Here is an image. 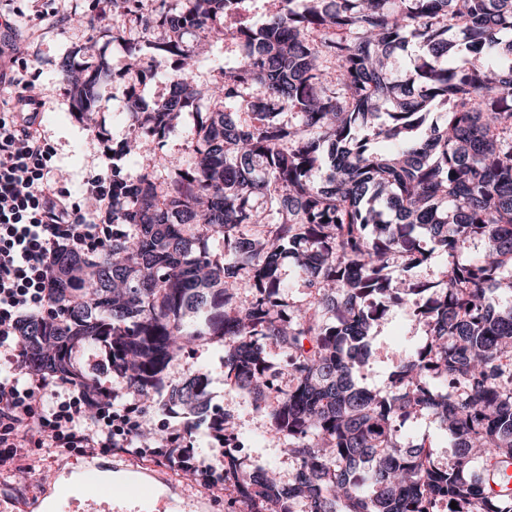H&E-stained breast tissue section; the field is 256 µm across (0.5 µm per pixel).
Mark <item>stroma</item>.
<instances>
[{
	"mask_svg": "<svg viewBox=\"0 0 512 512\" xmlns=\"http://www.w3.org/2000/svg\"><path fill=\"white\" fill-rule=\"evenodd\" d=\"M57 15L38 19L31 14L16 16L15 32L0 31V49L4 52H25L36 70L37 88L47 98L42 121V133L55 150L52 161L53 175L71 194L83 202L84 210H91L85 201L86 180L94 174L107 171L104 154L115 140L130 133L131 119L127 113V100L132 93H140L148 100L158 99L168 92L166 84L146 79L142 85L132 86L124 67L128 62L120 42L112 38L116 29H123L125 37L138 35L137 28L116 19L114 24L96 28L78 27L71 20L88 14V0H58ZM70 54L75 67L106 65L107 77L99 87L102 107L84 119H76L71 112L72 100L62 94L58 62L63 54ZM425 321L411 317L408 306H395L381 319L374 330L372 358L364 371V383L381 393L391 389L390 375L412 349L422 346L427 338ZM223 348L213 343L196 346L194 351L182 355L174 362L168 377L178 381L199 368L211 369V405L213 408L234 414L238 423L229 441L234 454L246 468L266 466L274 470L278 480L291 478L297 469L296 462L287 452V441L278 439L268 429L265 417L256 414L246 391L231 385L220 369ZM145 436L150 441L160 439L165 429H190L189 441L201 456L214 465H222L224 458L215 451L216 440L203 433L205 424L194 414L181 409L163 410L147 405ZM403 441L427 439L432 446L435 460L447 464L454 454L439 422L429 415L410 419L402 427ZM34 466L31 470L7 481H0V496L14 500L20 512H38L41 502L51 495L48 475L57 474L60 464L80 465L83 456L78 452H59L45 455L33 449ZM148 469L168 476L176 490L206 498L209 512H247L242 503L236 502L231 491L216 492L196 483L192 475L171 467L165 461H151Z\"/></svg>",
	"mask_w": 512,
	"mask_h": 512,
	"instance_id": "1",
	"label": "stroma"
}]
</instances>
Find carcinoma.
<instances>
[{"label": "carcinoma", "mask_w": 512, "mask_h": 512, "mask_svg": "<svg viewBox=\"0 0 512 512\" xmlns=\"http://www.w3.org/2000/svg\"><path fill=\"white\" fill-rule=\"evenodd\" d=\"M246 2L112 0L141 32L122 40L132 82L168 93L129 99L133 136L112 144L120 231L108 251L59 252L58 316L22 324L29 368L92 386L82 358L108 348L138 396L228 432L205 369L168 379L189 346L222 339L225 380L254 395L298 465L283 484L224 456L248 512H512V0H273L261 20ZM187 35L239 47L237 66L210 73ZM158 57L174 65L149 69ZM105 73L74 82L72 112L99 108ZM438 104L445 121L422 139ZM176 135L195 160L167 162L160 181L145 144ZM434 253L448 257L440 280L398 287L395 260L407 272ZM287 257L311 288L304 304L288 300ZM410 295L430 340L382 396L358 382L369 336ZM422 414L456 449L445 467L399 439Z\"/></svg>", "instance_id": "carcinoma-1"}]
</instances>
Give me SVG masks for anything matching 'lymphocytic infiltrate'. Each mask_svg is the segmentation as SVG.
<instances>
[{"mask_svg":"<svg viewBox=\"0 0 512 512\" xmlns=\"http://www.w3.org/2000/svg\"><path fill=\"white\" fill-rule=\"evenodd\" d=\"M24 58L0 64V86L17 93L0 99V473L29 470L31 449L118 451L147 460L164 455L182 465L192 449L184 434L167 430L160 445L143 440L139 401L114 404L106 390L29 369L20 326L29 315L49 314L54 259L60 249L96 254L112 245V179L92 176L86 193L98 218L87 221L79 202L51 175L52 146L37 116L44 105L18 82Z\"/></svg>","mask_w":512,"mask_h":512,"instance_id":"1","label":"lymphocytic infiltrate"}]
</instances>
